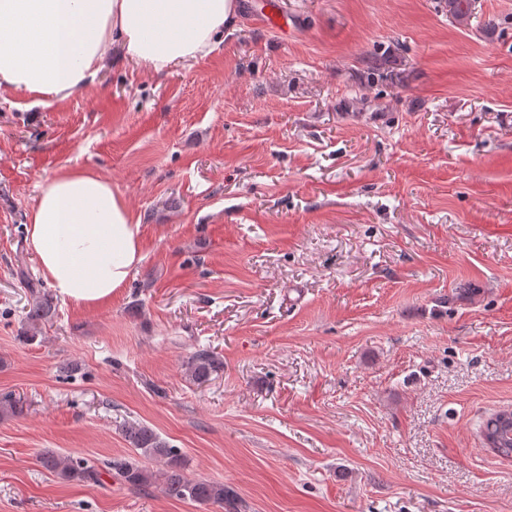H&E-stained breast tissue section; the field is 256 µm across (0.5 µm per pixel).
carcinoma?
Masks as SVG:
<instances>
[{
  "label": "carcinoma",
  "mask_w": 512,
  "mask_h": 512,
  "mask_svg": "<svg viewBox=\"0 0 512 512\" xmlns=\"http://www.w3.org/2000/svg\"><path fill=\"white\" fill-rule=\"evenodd\" d=\"M25 285L32 295V300L27 310V330L24 339L32 341L41 332L42 325L54 318L56 303L53 295L38 287L35 282L27 280ZM223 368L224 361L214 352L202 348L189 357L187 376L192 382L202 384ZM509 423L512 424V412L506 416L501 409L485 418L481 425L480 434L484 446L502 459H512V427H507ZM123 435L133 450L141 451L142 457L146 459L159 461L162 467L154 471L132 458H74L61 456L49 449L40 453L39 462L45 469L67 482L99 484L102 474L106 472L132 488L157 483L164 493L173 499L216 504L222 512H244L246 505L242 498L234 489L224 486L223 482L187 477L179 449L161 438L153 428L141 422L126 421L123 424Z\"/></svg>",
  "instance_id": "1"
}]
</instances>
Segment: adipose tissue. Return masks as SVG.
<instances>
[{
	"mask_svg": "<svg viewBox=\"0 0 512 512\" xmlns=\"http://www.w3.org/2000/svg\"><path fill=\"white\" fill-rule=\"evenodd\" d=\"M237 0H0V95L47 107L88 90L113 53L159 75L207 58ZM27 234L58 296L111 298L143 259L141 226L123 193L71 169L40 185Z\"/></svg>",
	"mask_w": 512,
	"mask_h": 512,
	"instance_id": "1",
	"label": "adipose tissue"
}]
</instances>
